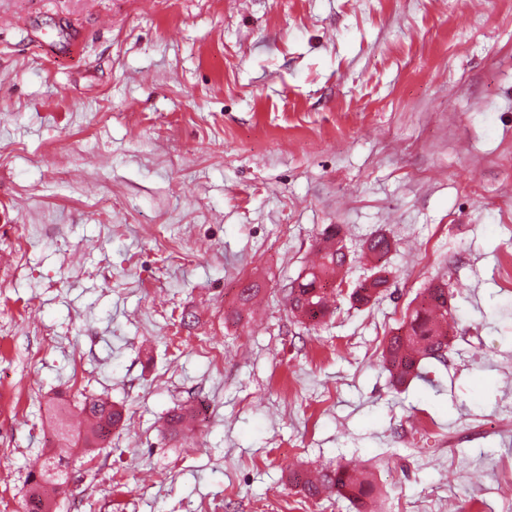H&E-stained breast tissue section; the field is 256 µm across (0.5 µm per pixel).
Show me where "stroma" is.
I'll list each match as a JSON object with an SVG mask.
<instances>
[{
  "instance_id": "stroma-1",
  "label": "stroma",
  "mask_w": 512,
  "mask_h": 512,
  "mask_svg": "<svg viewBox=\"0 0 512 512\" xmlns=\"http://www.w3.org/2000/svg\"><path fill=\"white\" fill-rule=\"evenodd\" d=\"M331 224L389 286L312 326ZM440 278L445 359L393 385ZM90 395L127 421L83 456L48 407ZM48 454L52 512H352L293 481L349 462L373 512H512V0H0V512ZM329 228L333 230L329 232ZM324 235V241L330 243V247L320 249V258L317 265L312 266L301 279L293 282L286 294L288 307L292 315L304 320L307 318L323 319L331 308L330 293L326 288H314L317 282L333 281L336 278V268L345 263L347 249L340 242L336 247V236L340 230L338 226L332 225Z\"/></svg>"
}]
</instances>
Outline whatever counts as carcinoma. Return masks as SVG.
<instances>
[{"label": "carcinoma", "instance_id": "carcinoma-1", "mask_svg": "<svg viewBox=\"0 0 512 512\" xmlns=\"http://www.w3.org/2000/svg\"><path fill=\"white\" fill-rule=\"evenodd\" d=\"M338 227L325 232L324 241L330 247L320 250L319 263L312 266L301 279L292 283L286 294L292 315L304 319H322L331 308L328 291L315 287L318 282L336 277L337 266L345 263V253L336 247ZM391 240L385 235H377L366 241V249L380 262L391 251ZM388 278L385 269L377 271V276L367 284H359L349 294L350 300L358 306H366L374 301L386 288ZM451 308L448 305V289L437 283L425 290L421 304L407 315V320L393 332L382 353V368L387 371L397 385H405L417 374L418 365L426 358H441L448 350V331L442 324L448 322ZM54 420V434L69 448H92L109 441L112 430L122 421V410L108 398L91 396L83 400L81 412L95 419V424L86 431L72 433L67 418V408L61 404L49 407ZM321 484H315L310 477L294 476L296 483L310 497H317L327 491L336 494L361 507L372 492L369 477L361 472H350L340 467L320 472ZM68 480L67 474L55 466L51 458H46L39 474L29 473L27 492L28 512H50L45 488H57Z\"/></svg>", "mask_w": 512, "mask_h": 512}]
</instances>
